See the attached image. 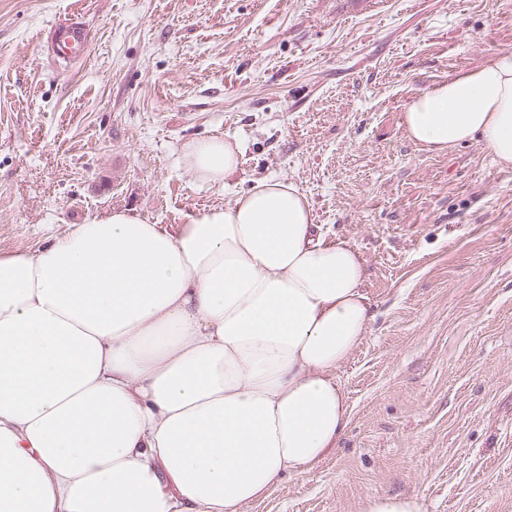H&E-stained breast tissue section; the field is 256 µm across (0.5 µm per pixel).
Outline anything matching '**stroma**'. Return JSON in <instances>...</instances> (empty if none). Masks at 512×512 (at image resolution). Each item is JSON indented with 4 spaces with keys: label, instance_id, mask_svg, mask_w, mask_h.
<instances>
[{
    "label": "stroma",
    "instance_id": "obj_1",
    "mask_svg": "<svg viewBox=\"0 0 512 512\" xmlns=\"http://www.w3.org/2000/svg\"><path fill=\"white\" fill-rule=\"evenodd\" d=\"M85 60L39 40L69 20ZM512 51V0H0V254L114 209L187 223L256 181L292 180L366 267L375 315L336 375L338 448L249 512H512V168L482 141L431 152L418 93ZM241 153L222 188L184 144ZM360 512H421V507L413 496L381 495L366 498Z\"/></svg>",
    "mask_w": 512,
    "mask_h": 512
}]
</instances>
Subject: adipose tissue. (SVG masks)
<instances>
[{"label":"adipose tissue","mask_w":512,"mask_h":512,"mask_svg":"<svg viewBox=\"0 0 512 512\" xmlns=\"http://www.w3.org/2000/svg\"><path fill=\"white\" fill-rule=\"evenodd\" d=\"M403 125L512 167V52L415 95ZM182 163L221 188L240 149L198 139ZM365 274L284 178L174 233L116 209L0 255V512H245L306 473L348 425Z\"/></svg>","instance_id":"obj_1"}]
</instances>
